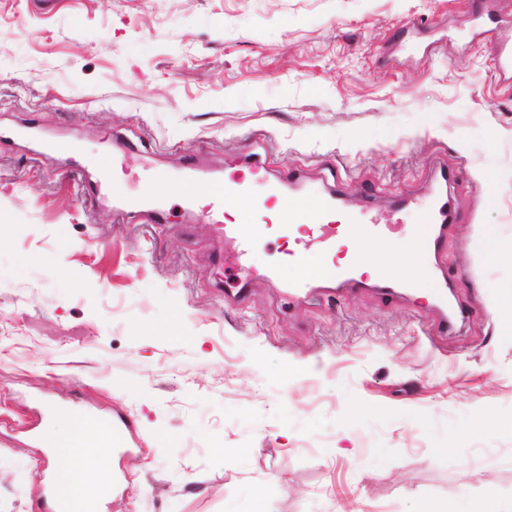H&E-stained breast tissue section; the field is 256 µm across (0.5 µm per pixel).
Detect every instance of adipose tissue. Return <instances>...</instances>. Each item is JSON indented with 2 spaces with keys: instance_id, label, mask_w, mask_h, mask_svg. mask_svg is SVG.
<instances>
[{
  "instance_id": "adipose-tissue-1",
  "label": "adipose tissue",
  "mask_w": 512,
  "mask_h": 512,
  "mask_svg": "<svg viewBox=\"0 0 512 512\" xmlns=\"http://www.w3.org/2000/svg\"><path fill=\"white\" fill-rule=\"evenodd\" d=\"M347 250L358 251L360 269L374 276L387 272L408 277L418 288L427 289L428 276L422 265L423 237L412 238L382 246L379 243H357L346 241ZM102 436L99 429L92 425H79L68 420L67 429L58 441L60 457L80 458L79 467L68 469L64 486L66 494L76 503L82 504L95 499L111 487L112 458L101 451Z\"/></svg>"
}]
</instances>
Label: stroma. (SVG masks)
Instances as JSON below:
<instances>
[{
    "label": "stroma",
    "mask_w": 512,
    "mask_h": 512,
    "mask_svg": "<svg viewBox=\"0 0 512 512\" xmlns=\"http://www.w3.org/2000/svg\"><path fill=\"white\" fill-rule=\"evenodd\" d=\"M0 0V512H48L60 461L46 404L120 424L103 512H475L512 507V0ZM81 160L113 133L144 162L234 171L264 141L273 176L370 206L453 214L438 271L462 325L409 290L288 308L281 281L226 304L202 217L116 216L33 133ZM452 177L439 184L437 173Z\"/></svg>",
    "instance_id": "stroma-1"
}]
</instances>
